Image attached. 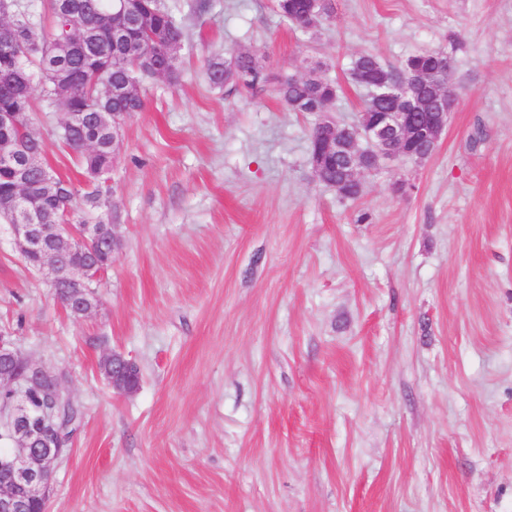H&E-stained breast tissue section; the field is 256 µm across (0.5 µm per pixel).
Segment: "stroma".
Listing matches in <instances>:
<instances>
[{"label": "stroma", "mask_w": 512, "mask_h": 512, "mask_svg": "<svg viewBox=\"0 0 512 512\" xmlns=\"http://www.w3.org/2000/svg\"><path fill=\"white\" fill-rule=\"evenodd\" d=\"M164 2L178 79L126 121L98 308L72 319L0 222V334L85 408L49 512H512V0H336L316 34L274 0ZM229 48L258 55L262 92L210 87ZM428 51L453 60L446 136L340 198L277 77L325 63L350 122L352 58ZM61 119L36 101L84 193ZM111 351L135 393L100 376Z\"/></svg>", "instance_id": "obj_1"}]
</instances>
